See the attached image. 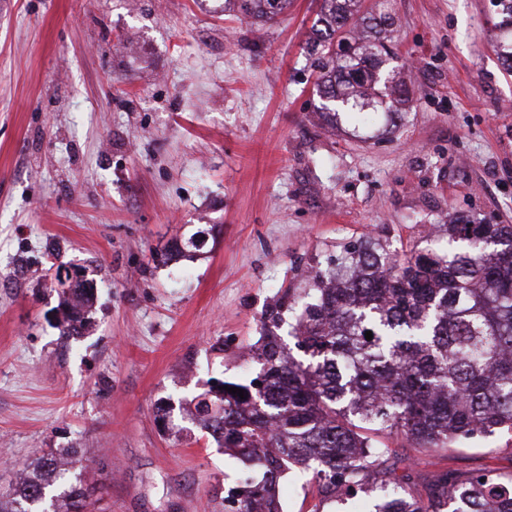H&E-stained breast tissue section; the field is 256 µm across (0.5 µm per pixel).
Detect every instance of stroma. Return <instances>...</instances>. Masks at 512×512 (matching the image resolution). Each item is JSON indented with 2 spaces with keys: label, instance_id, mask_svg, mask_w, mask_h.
Masks as SVG:
<instances>
[{
  "label": "stroma",
  "instance_id": "35a3bbf8",
  "mask_svg": "<svg viewBox=\"0 0 512 512\" xmlns=\"http://www.w3.org/2000/svg\"><path fill=\"white\" fill-rule=\"evenodd\" d=\"M411 103L364 138L323 124L306 55L318 0L262 23L224 0H0V492L81 448L108 512H225L243 466L190 420L256 372L263 317L308 270L374 239L440 245L455 212L512 224V73L492 0H384ZM202 232L199 255L167 259ZM91 325L62 336L55 261ZM383 467L427 500L439 471L512 474V431ZM282 512H370L291 469Z\"/></svg>",
  "mask_w": 512,
  "mask_h": 512
}]
</instances>
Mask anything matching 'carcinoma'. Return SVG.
<instances>
[{
    "label": "carcinoma",
    "instance_id": "obj_1",
    "mask_svg": "<svg viewBox=\"0 0 512 512\" xmlns=\"http://www.w3.org/2000/svg\"><path fill=\"white\" fill-rule=\"evenodd\" d=\"M239 11L270 22L290 0H234ZM307 42L320 69V110L354 125L386 98L391 115L408 104L405 85L385 69L390 17L359 14L360 0H320ZM347 55L331 53L333 44ZM448 247L402 256L382 242L343 247L334 265L311 271L305 296L279 301L294 347L272 331L254 345L259 370L220 381L198 396L195 418L254 476L227 490L231 512H280L275 487L300 466L327 497L358 492L371 512H512V477L490 472L459 480L446 471L425 502L379 470L396 435L413 448H445L461 439L512 429V224L450 215ZM62 333L86 331L91 294L67 264ZM372 332V340L365 338ZM244 390L231 394L223 386ZM81 449L42 455L0 495V512H98L94 488L70 482Z\"/></svg>",
    "mask_w": 512,
    "mask_h": 512
}]
</instances>
